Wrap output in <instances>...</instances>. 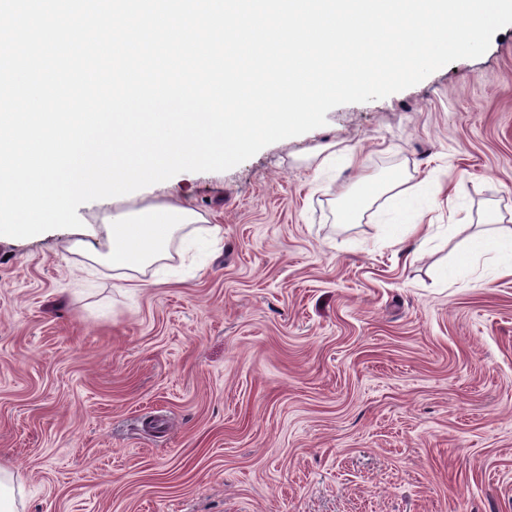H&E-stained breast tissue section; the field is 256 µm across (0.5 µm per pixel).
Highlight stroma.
<instances>
[{
    "label": "stroma",
    "instance_id": "obj_1",
    "mask_svg": "<svg viewBox=\"0 0 512 512\" xmlns=\"http://www.w3.org/2000/svg\"><path fill=\"white\" fill-rule=\"evenodd\" d=\"M176 190L222 238L128 288L71 230L0 238V465L23 512H512V277L463 254L512 219V25L380 100ZM352 167L322 166L329 145ZM436 197L427 239L360 174ZM363 195L352 194L347 189L340 195V207L337 211L338 219L341 223H351L359 218L369 207V202H376L386 193L391 194L387 205H379L381 223L386 226L385 232L388 239L393 244H398L401 239L411 233L416 232L426 225V228L432 226L431 219L429 224L424 223L428 214L433 210L432 200L425 196L418 187L401 188L404 184L399 178L390 181L384 190H380L369 178L362 179ZM417 201L414 211L416 213L415 221L409 223L405 216L412 202Z\"/></svg>",
    "mask_w": 512,
    "mask_h": 512
}]
</instances>
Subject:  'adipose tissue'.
Listing matches in <instances>:
<instances>
[{
  "mask_svg": "<svg viewBox=\"0 0 512 512\" xmlns=\"http://www.w3.org/2000/svg\"><path fill=\"white\" fill-rule=\"evenodd\" d=\"M362 195L343 192L337 216L349 223L359 218L370 203L387 197V205L380 208L381 222L388 239H401L419 230L433 209L432 200L420 188L403 187L401 180L390 181L386 188H378L372 180L363 179ZM97 233L106 243L102 252H93L92 261L102 264L113 277L145 287L144 273L170 256L175 237L188 226L206 224V241L221 238L220 225H207L206 218L190 202L184 200L174 187L158 188L154 201L122 212L102 211L96 216Z\"/></svg>",
  "mask_w": 512,
  "mask_h": 512,
  "instance_id": "ef3b65f1",
  "label": "adipose tissue"
}]
</instances>
